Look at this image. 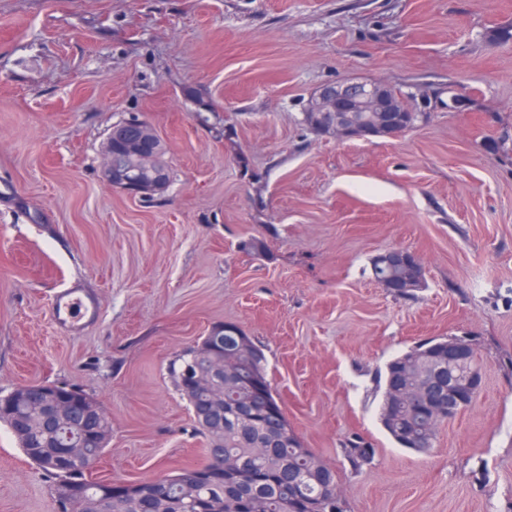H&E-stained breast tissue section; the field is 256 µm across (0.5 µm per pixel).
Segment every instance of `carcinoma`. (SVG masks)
I'll return each instance as SVG.
<instances>
[{
  "label": "carcinoma",
  "instance_id": "obj_1",
  "mask_svg": "<svg viewBox=\"0 0 512 512\" xmlns=\"http://www.w3.org/2000/svg\"><path fill=\"white\" fill-rule=\"evenodd\" d=\"M138 132L152 161L127 153L121 163L145 179L160 173L169 182L164 142L146 121ZM372 271L378 283L403 285L402 297L416 292L406 287L417 279L406 267H389L376 258ZM445 347V340H435L387 365L380 421L402 447L415 451L422 444L434 447L444 421L437 398L448 396V380L468 385L479 369L475 360L448 367ZM169 375L188 403L197 433L206 441L205 460L191 470L133 482V494L119 500L109 494V482L91 477L112 439L110 416L100 419L98 437L81 442L76 439L80 419L52 422L25 398L52 385L31 383L4 395L13 412L0 415V423L11 430L17 420L24 424L26 433L16 440L49 479L54 512H151L155 498L167 501V512H198L199 506L208 512H348L335 471L304 447L288 424L268 379L264 349L255 339L245 343L214 327L174 356ZM221 388L224 411L210 418L212 397ZM342 452L358 468L369 459L371 448L356 437L342 444Z\"/></svg>",
  "mask_w": 512,
  "mask_h": 512
}]
</instances>
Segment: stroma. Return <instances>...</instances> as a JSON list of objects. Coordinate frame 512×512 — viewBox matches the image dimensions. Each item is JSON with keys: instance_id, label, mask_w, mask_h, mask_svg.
Instances as JSON below:
<instances>
[{"instance_id": "1", "label": "stroma", "mask_w": 512, "mask_h": 512, "mask_svg": "<svg viewBox=\"0 0 512 512\" xmlns=\"http://www.w3.org/2000/svg\"><path fill=\"white\" fill-rule=\"evenodd\" d=\"M510 24L512 0H0V390L100 400L94 479L176 474L205 441L169 362L232 322L350 512H512V42L486 38ZM347 79L427 92V115L397 138L315 133L308 97ZM133 114L167 148L150 201L102 173ZM391 247L422 261L414 296L373 278ZM72 284L98 305L79 333L52 311ZM448 336L472 340L483 388L429 451L399 447L379 374ZM0 512H53L1 424ZM342 452L350 464L358 468L369 459L371 448L362 439L355 437L342 444Z\"/></svg>"}]
</instances>
